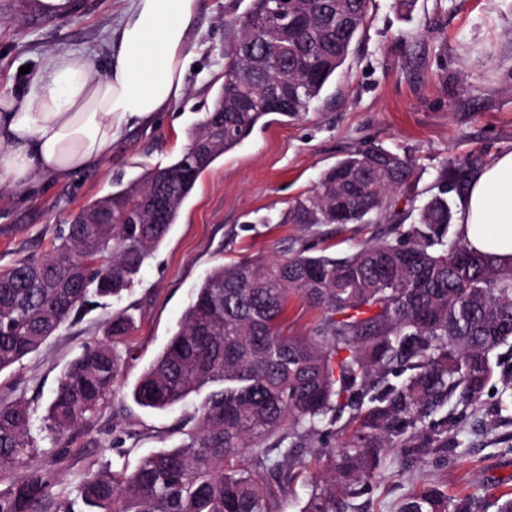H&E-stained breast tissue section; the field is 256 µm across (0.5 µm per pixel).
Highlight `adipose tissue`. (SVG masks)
<instances>
[{
    "mask_svg": "<svg viewBox=\"0 0 512 512\" xmlns=\"http://www.w3.org/2000/svg\"><path fill=\"white\" fill-rule=\"evenodd\" d=\"M201 0H125L109 62L77 50L47 57L18 93L0 94V186L22 197L38 179L96 166L122 131L150 126L183 98ZM456 224L475 251L512 264V152L479 171Z\"/></svg>",
    "mask_w": 512,
    "mask_h": 512,
    "instance_id": "ef3b65f1",
    "label": "adipose tissue"
}]
</instances>
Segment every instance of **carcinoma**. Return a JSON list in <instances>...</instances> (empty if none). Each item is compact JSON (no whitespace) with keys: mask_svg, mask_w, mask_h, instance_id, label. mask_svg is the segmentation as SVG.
Masks as SVG:
<instances>
[{"mask_svg":"<svg viewBox=\"0 0 512 512\" xmlns=\"http://www.w3.org/2000/svg\"><path fill=\"white\" fill-rule=\"evenodd\" d=\"M369 3L293 0L288 52L281 54L252 31L279 3L249 0L229 21L234 38L224 50L223 82L177 161L82 207L50 253L0 270V372L93 299L132 286L201 174L273 114L266 96L277 71L288 74L279 114L309 111L363 33ZM188 167L194 175H185ZM415 182L408 156L372 145L323 171L285 220L366 224L387 208L390 193L409 194ZM452 221L448 200L436 196L419 209L405 244L212 268L131 391L136 404L153 410L199 397L197 431L145 456L129 474L89 470L80 512H276L274 501L294 478V453L320 419L345 407L358 429L341 446L319 450L326 476L308 484L301 512H349V499L380 476L391 448H446L440 430L416 441L418 425L436 423L452 400L479 404L498 366L494 355L512 347V265L448 238ZM293 295L322 315L309 336L284 333ZM130 330L123 314L107 322L114 338ZM119 373L112 346L86 348L58 380L42 430L59 438L78 426L112 394ZM32 426L24 398L0 400V466L24 468L0 487V512L41 510L46 481L29 465L37 450ZM273 449L281 459L269 458ZM269 467L279 473L274 488L261 475ZM399 512L472 509L427 487Z\"/></svg>","mask_w":512,"mask_h":512,"instance_id":"obj_1","label":"carcinoma"}]
</instances>
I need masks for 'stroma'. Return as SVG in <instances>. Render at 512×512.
I'll return each instance as SVG.
<instances>
[{"label": "stroma", "mask_w": 512, "mask_h": 512, "mask_svg": "<svg viewBox=\"0 0 512 512\" xmlns=\"http://www.w3.org/2000/svg\"><path fill=\"white\" fill-rule=\"evenodd\" d=\"M248 0H204L194 33L204 53L187 70V93L151 128L123 131L98 168L42 185L26 200L0 186V269L47 254L62 225L91 200L144 169L173 163L188 132L210 106L233 34L227 20ZM122 0H80L66 17L33 18L0 0V92L24 87L23 66L82 48L107 61V36ZM381 144L408 155L416 192L394 194L372 224H285L282 216L313 191L321 173L349 152ZM512 151V0H372L367 28L321 98L298 119L276 115L206 170L179 219L143 266L130 290L102 299L78 322L65 324L39 351L0 372V400L25 397L42 419L60 375L84 349L106 342V323L125 313L131 332L117 343L116 394L62 439H39L32 465L48 482L43 512L77 500L90 469L133 471L160 448L180 444L197 424V399L168 411L136 405L129 392L165 347L206 273L245 258L268 261L296 251L344 256L384 241H402L420 207L443 184L451 164L472 159L478 173ZM493 377L480 404L445 410L448 448L438 453L392 449L380 477L351 498L353 512H398L433 485L474 512H496L512 492V407ZM352 409L319 423L299 452L297 479L280 498L281 512H300L307 480L320 477L322 448L347 441Z\"/></svg>", "instance_id": "35a3bbf8"}]
</instances>
